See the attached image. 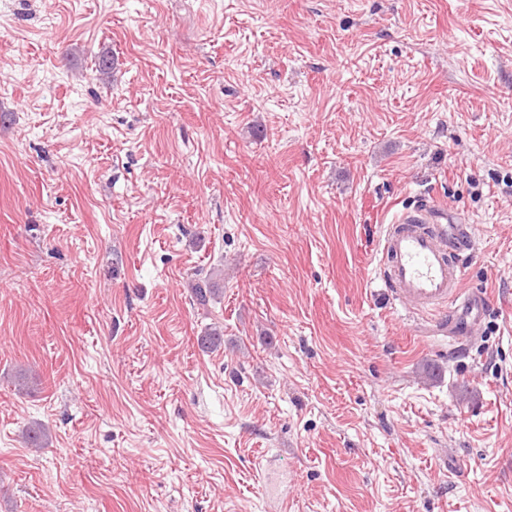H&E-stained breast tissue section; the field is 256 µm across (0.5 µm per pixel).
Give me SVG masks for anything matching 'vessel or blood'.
Masks as SVG:
<instances>
[{
	"mask_svg": "<svg viewBox=\"0 0 512 512\" xmlns=\"http://www.w3.org/2000/svg\"><path fill=\"white\" fill-rule=\"evenodd\" d=\"M470 227H448V212L421 198L383 230L380 273L393 303L431 314V330L463 344L478 333L491 306L486 293L465 288L459 256L469 249Z\"/></svg>",
	"mask_w": 512,
	"mask_h": 512,
	"instance_id": "1",
	"label": "vessel or blood"
}]
</instances>
